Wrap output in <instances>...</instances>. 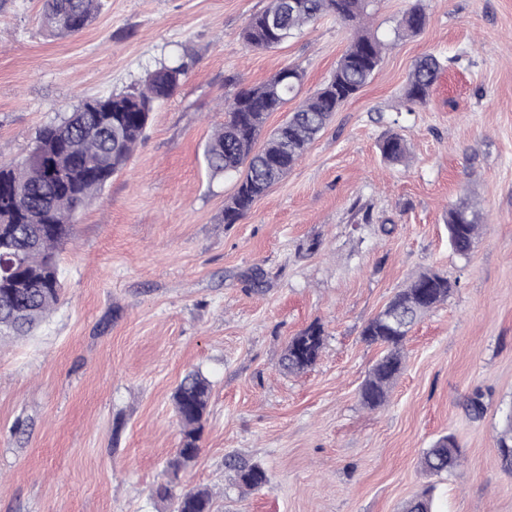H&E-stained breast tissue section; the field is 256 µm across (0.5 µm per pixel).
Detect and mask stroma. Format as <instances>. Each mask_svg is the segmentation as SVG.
Returning <instances> with one entry per match:
<instances>
[{
	"label": "stroma",
	"mask_w": 512,
	"mask_h": 512,
	"mask_svg": "<svg viewBox=\"0 0 512 512\" xmlns=\"http://www.w3.org/2000/svg\"><path fill=\"white\" fill-rule=\"evenodd\" d=\"M411 2L373 0L379 69L235 224L221 221L233 184L202 156L227 77L254 85L294 65L311 93L350 30L326 15L257 52L240 33L268 0H102L66 38L42 31L43 0L0 11V162L80 99L137 85L179 52L197 58L80 211L60 251L62 302L35 335L0 339V512H170L151 490L178 446L172 394L191 369L212 384L210 413L177 487L211 489L212 512H402L431 483L438 512H512L493 447L512 413V0H422L425 29L397 37ZM429 53L449 65L429 103L406 110L408 74ZM392 131L409 148L399 163L379 151ZM463 197L483 215L466 258L445 223ZM428 268L459 286L414 327L387 403L368 409L359 389L382 349L361 332ZM313 323L319 358L284 373L287 341ZM476 389L475 421L462 402ZM448 432L463 464L430 478L417 460ZM230 453L260 462L268 485L240 493Z\"/></svg>",
	"instance_id": "1"
}]
</instances>
